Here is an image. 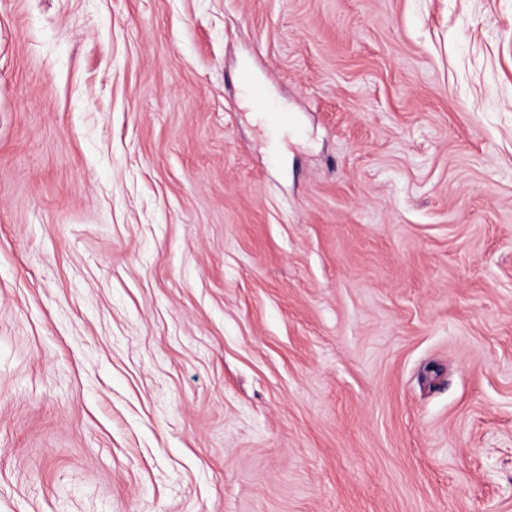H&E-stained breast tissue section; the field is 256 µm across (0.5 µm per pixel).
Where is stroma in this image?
Here are the masks:
<instances>
[{
  "label": "stroma",
  "mask_w": 512,
  "mask_h": 512,
  "mask_svg": "<svg viewBox=\"0 0 512 512\" xmlns=\"http://www.w3.org/2000/svg\"><path fill=\"white\" fill-rule=\"evenodd\" d=\"M0 512H512V0H0Z\"/></svg>",
  "instance_id": "obj_1"
}]
</instances>
